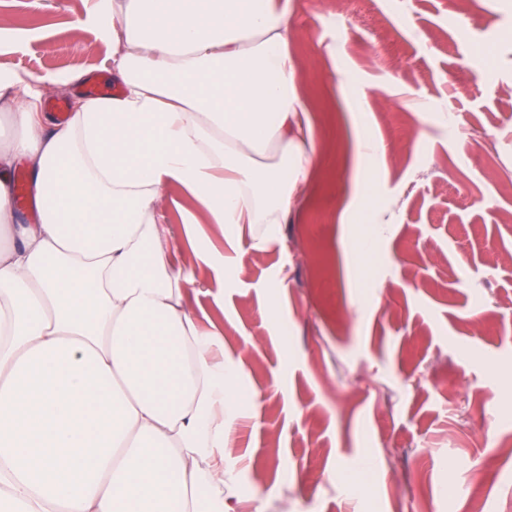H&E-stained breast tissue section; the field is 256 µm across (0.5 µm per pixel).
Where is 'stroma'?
Listing matches in <instances>:
<instances>
[{
  "instance_id": "1",
  "label": "stroma",
  "mask_w": 512,
  "mask_h": 512,
  "mask_svg": "<svg viewBox=\"0 0 512 512\" xmlns=\"http://www.w3.org/2000/svg\"><path fill=\"white\" fill-rule=\"evenodd\" d=\"M92 2L0 0V67L110 86L111 35L72 29ZM288 21L317 161L277 242L211 239L224 284L174 257L245 375L224 500L512 512V0H290Z\"/></svg>"
}]
</instances>
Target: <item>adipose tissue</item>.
Returning a JSON list of instances; mask_svg holds the SVG:
<instances>
[{
  "label": "adipose tissue",
  "mask_w": 512,
  "mask_h": 512,
  "mask_svg": "<svg viewBox=\"0 0 512 512\" xmlns=\"http://www.w3.org/2000/svg\"><path fill=\"white\" fill-rule=\"evenodd\" d=\"M111 95L42 110L78 73L0 68V506L10 512H225L243 371L204 332L177 268L164 190L234 243L279 238L312 163L286 0H95ZM279 151L275 163L259 157ZM24 164L37 218L20 223Z\"/></svg>",
  "instance_id": "adipose-tissue-1"
}]
</instances>
